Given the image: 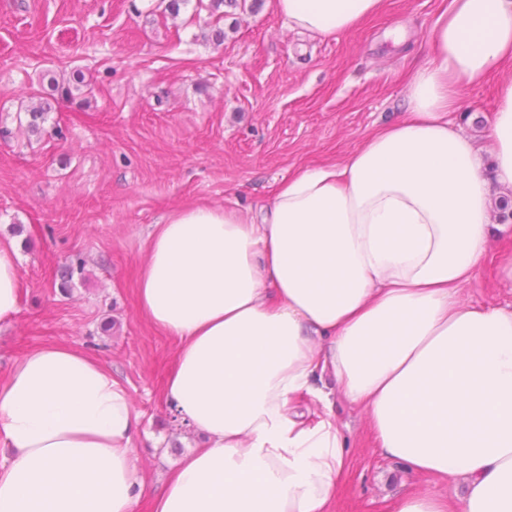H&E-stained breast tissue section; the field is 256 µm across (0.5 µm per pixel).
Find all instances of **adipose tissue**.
Instances as JSON below:
<instances>
[{
  "instance_id": "1",
  "label": "adipose tissue",
  "mask_w": 512,
  "mask_h": 512,
  "mask_svg": "<svg viewBox=\"0 0 512 512\" xmlns=\"http://www.w3.org/2000/svg\"><path fill=\"white\" fill-rule=\"evenodd\" d=\"M386 0H275L289 28L333 36ZM399 118L296 170L261 215L193 204L156 225L138 310L178 348L162 390L203 440L153 512H338L348 437L335 396L382 452L452 481L461 512H512V309L463 304L512 190V78L491 163L450 118L459 82L512 68V0H446ZM0 242V322L19 303ZM127 387L65 344L0 383V512H135L144 473Z\"/></svg>"
}]
</instances>
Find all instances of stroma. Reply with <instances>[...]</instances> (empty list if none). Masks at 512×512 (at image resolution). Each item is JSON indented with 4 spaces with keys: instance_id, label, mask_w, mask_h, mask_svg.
<instances>
[{
    "instance_id": "1",
    "label": "stroma",
    "mask_w": 512,
    "mask_h": 512,
    "mask_svg": "<svg viewBox=\"0 0 512 512\" xmlns=\"http://www.w3.org/2000/svg\"><path fill=\"white\" fill-rule=\"evenodd\" d=\"M0 0V240L15 241L20 301L0 323V382L29 349L67 343L99 357L127 386L140 431L135 455L152 512L165 478L201 437L162 400L177 341L137 311V276L154 225L190 203L257 212L297 168L341 159L396 119L407 80L427 63L443 0H387L349 34L289 29L272 0L219 9L188 0ZM405 35L394 43L393 30ZM85 85L75 99L62 87ZM504 73L460 83L453 114L485 130ZM50 101L38 131L19 120ZM462 288L464 302L512 309L496 253ZM83 262L61 288L59 270ZM351 470L340 512H387L407 491L447 498L454 484L384 456L365 415L344 400Z\"/></svg>"
}]
</instances>
